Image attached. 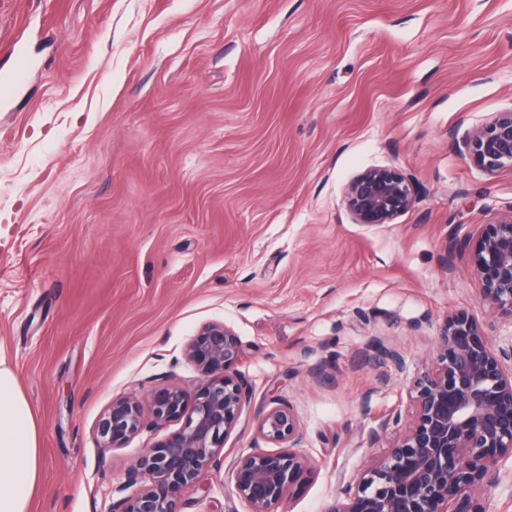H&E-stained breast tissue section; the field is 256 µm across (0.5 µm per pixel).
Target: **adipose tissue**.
<instances>
[{
	"label": "adipose tissue",
	"instance_id": "ef3b65f1",
	"mask_svg": "<svg viewBox=\"0 0 512 512\" xmlns=\"http://www.w3.org/2000/svg\"><path fill=\"white\" fill-rule=\"evenodd\" d=\"M42 464L33 410L0 358V512H28Z\"/></svg>",
	"mask_w": 512,
	"mask_h": 512
}]
</instances>
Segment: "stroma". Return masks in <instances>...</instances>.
I'll return each mask as SVG.
<instances>
[{
    "mask_svg": "<svg viewBox=\"0 0 512 512\" xmlns=\"http://www.w3.org/2000/svg\"><path fill=\"white\" fill-rule=\"evenodd\" d=\"M0 356L38 425L29 512H112L166 379L195 391L187 343L218 320L241 341L254 397L224 444L290 405L313 459L278 512H324L409 419L408 390L448 314L483 305L468 254L512 211L456 137L512 110V0H7L0 72ZM403 170L414 208L354 223L346 184ZM403 367L367 363L373 341ZM144 427L102 453L113 399ZM183 512H245L227 462ZM26 64L23 59H19L15 69L5 75L0 74V102H7L14 98L18 87L25 77Z\"/></svg>",
    "mask_w": 512,
    "mask_h": 512,
    "instance_id": "1",
    "label": "stroma"
}]
</instances>
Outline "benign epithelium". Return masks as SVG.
I'll use <instances>...</instances> for the list:
<instances>
[{"label":"benign epithelium","instance_id":"benign-epithelium-1","mask_svg":"<svg viewBox=\"0 0 512 512\" xmlns=\"http://www.w3.org/2000/svg\"><path fill=\"white\" fill-rule=\"evenodd\" d=\"M458 146L487 175L512 169V110L496 113ZM415 202L410 178L392 167L369 168L344 191L357 224H391ZM470 264L480 300L512 319V214L494 215L483 225ZM484 336L468 314L448 317L432 363L411 384L405 430L359 479L341 488L325 512H481L467 491L496 486L501 467L512 461V346L495 350ZM242 357L240 341L225 323L199 329L185 350L201 375L196 392L165 382L150 396L156 422L185 424L144 449L118 492L141 488L118 500L113 512H181L183 491L218 465L224 441L251 402L253 387L238 370ZM142 428L138 402L114 400L98 423L100 448L119 449ZM258 433L280 450L240 452L231 477L247 512H275L311 460L291 408L265 413Z\"/></svg>","mask_w":512,"mask_h":512}]
</instances>
